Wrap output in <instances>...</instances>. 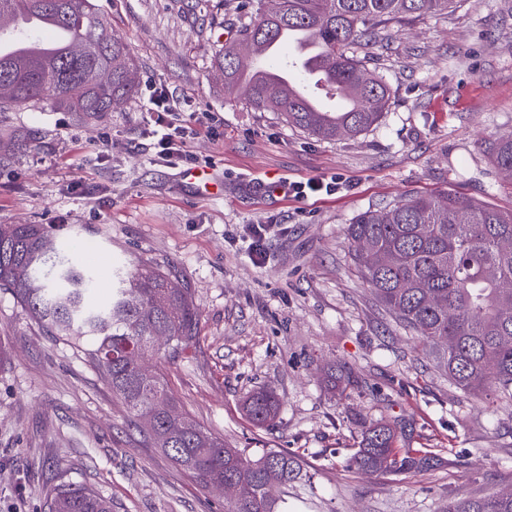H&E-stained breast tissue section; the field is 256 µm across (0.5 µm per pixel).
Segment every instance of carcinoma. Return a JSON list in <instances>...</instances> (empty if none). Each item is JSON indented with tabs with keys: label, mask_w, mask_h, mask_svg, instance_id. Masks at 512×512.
Masks as SVG:
<instances>
[{
	"label": "carcinoma",
	"mask_w": 512,
	"mask_h": 512,
	"mask_svg": "<svg viewBox=\"0 0 512 512\" xmlns=\"http://www.w3.org/2000/svg\"><path fill=\"white\" fill-rule=\"evenodd\" d=\"M260 0L242 41L216 51L226 74L224 90L242 91L257 112H277L288 124L317 138H354L378 126L391 100L382 77L355 55L375 46L396 23L445 12L453 0ZM31 14L69 30L73 44L47 55L36 47L0 56V108L25 106L97 115L112 102L137 93L127 46L112 33L93 0H0V26ZM298 31L322 49L321 64L352 104L343 112H314L308 89L266 78L245 79L249 51ZM497 169L512 173V134L486 146ZM347 258L393 321L423 350L438 355L461 390L489 405L512 402V212H502L455 192L395 200L368 210L347 225ZM95 268L76 261L57 233L42 224H0V289L10 291L40 323L83 348L112 393L155 447L204 488L245 482L252 496L225 501L224 512H279L278 495L302 473L298 458L269 449L251 459L230 448L177 411L161 377L145 369L151 344L162 340L172 354L196 337L199 313L191 291L170 275L138 264L112 274L110 296L98 303ZM331 391L340 397L358 386L354 371L331 367ZM244 411L259 427L275 423L280 402L273 391H256ZM406 433L386 422H362L351 465L370 474L426 469L433 458L401 448ZM48 512H112L109 501L86 488L54 489ZM448 512H512V490L448 503Z\"/></svg>",
	"instance_id": "carcinoma-1"
}]
</instances>
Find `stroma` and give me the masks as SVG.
I'll return each mask as SVG.
<instances>
[{"label": "stroma", "instance_id": "stroma-1", "mask_svg": "<svg viewBox=\"0 0 512 512\" xmlns=\"http://www.w3.org/2000/svg\"><path fill=\"white\" fill-rule=\"evenodd\" d=\"M95 3L135 62L138 94L95 117L0 112V146L11 151L0 163V224L51 225L84 263L157 266L190 288L193 343L175 357L156 345L144 363L161 370L180 412L247 457L277 448L300 460L288 512H445L458 497L512 488V403L486 408L415 350L347 263L344 235L366 210L448 190L512 210V177L486 152L512 133V0H457L358 49L389 83L391 105L374 129L336 141L225 97L214 54L253 20L252 0ZM154 85L223 120V138L191 145L222 193H200L155 162ZM315 176L336 178L335 194L273 189ZM252 224L277 227L260 266ZM333 362L359 374L351 400L322 380ZM262 387L282 402L269 429L241 407ZM357 413L405 425L406 447L431 452L433 466L349 468ZM130 420L84 353L0 289V512H45L60 484L93 489L112 512H224L222 490L201 489Z\"/></svg>", "mask_w": 512, "mask_h": 512}]
</instances>
